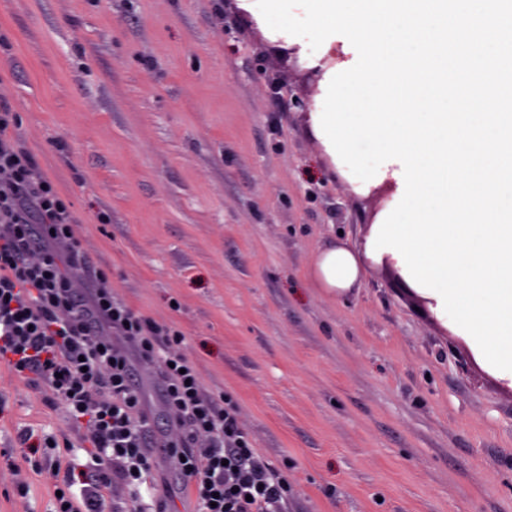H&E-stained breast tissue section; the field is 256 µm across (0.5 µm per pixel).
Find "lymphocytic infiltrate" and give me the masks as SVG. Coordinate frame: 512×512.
I'll return each instance as SVG.
<instances>
[{
	"label": "lymphocytic infiltrate",
	"mask_w": 512,
	"mask_h": 512,
	"mask_svg": "<svg viewBox=\"0 0 512 512\" xmlns=\"http://www.w3.org/2000/svg\"><path fill=\"white\" fill-rule=\"evenodd\" d=\"M0 83V363L44 388L80 431L87 461L69 466L81 500L57 512H103V494L154 488L155 457L133 367H157L170 428L162 438L195 512H283L285 475L254 448L232 402L206 395L178 331L77 277L90 247L71 206L18 143L19 115Z\"/></svg>",
	"instance_id": "1"
}]
</instances>
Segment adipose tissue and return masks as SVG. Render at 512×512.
<instances>
[{"label": "adipose tissue", "instance_id": "adipose-tissue-1", "mask_svg": "<svg viewBox=\"0 0 512 512\" xmlns=\"http://www.w3.org/2000/svg\"><path fill=\"white\" fill-rule=\"evenodd\" d=\"M364 272V258L344 245L332 243L311 258L310 278L316 287L341 295L357 286Z\"/></svg>", "mask_w": 512, "mask_h": 512}]
</instances>
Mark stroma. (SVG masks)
I'll use <instances>...</instances> for the list:
<instances>
[{
  "label": "stroma",
  "mask_w": 512,
  "mask_h": 512,
  "mask_svg": "<svg viewBox=\"0 0 512 512\" xmlns=\"http://www.w3.org/2000/svg\"><path fill=\"white\" fill-rule=\"evenodd\" d=\"M320 75L237 0H0L17 141L70 202L136 312L180 332L288 478V512H512V382L381 264L335 297L308 278L361 249L394 192H357L310 127ZM304 107H296V100ZM42 445L21 451L24 434ZM81 436L0 364V512H55Z\"/></svg>",
  "instance_id": "35a3bbf8"
}]
</instances>
